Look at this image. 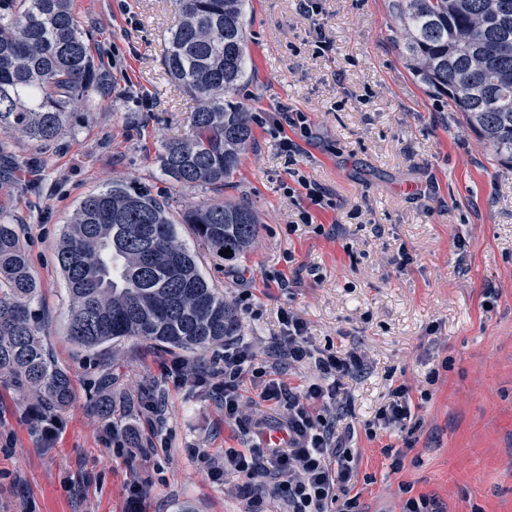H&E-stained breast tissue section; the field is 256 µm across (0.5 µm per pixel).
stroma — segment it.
I'll list each match as a JSON object with an SVG mask.
<instances>
[{"label":"stroma","mask_w":512,"mask_h":512,"mask_svg":"<svg viewBox=\"0 0 512 512\" xmlns=\"http://www.w3.org/2000/svg\"><path fill=\"white\" fill-rule=\"evenodd\" d=\"M309 17L297 0H249L248 77L236 99L251 112L253 139L224 189L261 218L236 267L200 246L190 225L180 239L200 268L236 301L252 288L259 316L241 315V334L263 360L279 335L280 312L309 324L312 342L355 347L367 370L349 385L342 420L358 455L364 512H400L399 486L437 498L445 512H512V167L497 163L445 99L408 69L388 0H321ZM91 34L98 79L93 111L77 108L49 147L0 131V220L17 225L39 280L44 343L70 372L73 404L43 420L25 396L0 384V512H132L126 484L150 486L142 512H245L212 477L225 449L247 442L226 423L212 393L176 384L164 366L181 351L134 340L87 351L68 335L69 299L56 243L80 201L119 182L169 200L173 212L212 198L201 186L169 187L156 154L184 134L190 98L166 74L162 56L178 23L173 0H71ZM332 44L318 53L317 37ZM305 113L316 138L298 164L327 188L333 207L313 226H288L296 205L284 190L288 157L271 134L279 105ZM464 248H457V239ZM406 249L410 261L399 265ZM314 265L287 289L267 274ZM113 361L112 416L92 412L98 378ZM164 397L166 431L142 415V387ZM429 391L412 436L366 434L392 387ZM137 436L138 447L128 439ZM413 448L402 471L385 445ZM209 453L198 458L196 449Z\"/></svg>","instance_id":"obj_1"}]
</instances>
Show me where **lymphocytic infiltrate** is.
I'll list each match as a JSON object with an SVG mask.
<instances>
[{
	"instance_id": "1",
	"label": "lymphocytic infiltrate",
	"mask_w": 512,
	"mask_h": 512,
	"mask_svg": "<svg viewBox=\"0 0 512 512\" xmlns=\"http://www.w3.org/2000/svg\"><path fill=\"white\" fill-rule=\"evenodd\" d=\"M274 134L292 159L312 139L303 113L285 107L274 120ZM280 321L283 330L275 345L279 360L310 366L311 379L287 382L277 363L259 364L251 346L238 336L225 341L209 370L195 376L175 359L164 373L178 382L192 378L211 385L230 422H241L246 408L256 402L277 410L276 419L252 432L248 447L225 449L211 469L214 475L235 478L234 489L247 512H262L268 497L283 502L288 512H363L357 459L336 424L349 402L348 381L366 370L368 357L355 348L313 347L307 322L292 311H281ZM247 378L255 387L251 396L241 389Z\"/></svg>"
}]
</instances>
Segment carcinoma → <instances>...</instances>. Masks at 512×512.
<instances>
[{
    "label": "carcinoma",
    "instance_id": "obj_1",
    "mask_svg": "<svg viewBox=\"0 0 512 512\" xmlns=\"http://www.w3.org/2000/svg\"><path fill=\"white\" fill-rule=\"evenodd\" d=\"M180 19L163 54L194 100L188 130L162 144L168 180L224 189L251 145V114L235 100L247 76L246 0H175ZM409 70L462 115L497 162L512 166V0H391ZM97 77L70 0H0V130L42 144L70 120ZM237 260L259 231L247 203L202 201L175 219L166 199L115 184L86 196L57 248L70 299L69 336L96 350L136 339L201 353L240 331L234 307L200 272L176 224ZM40 285L14 224L0 222V382L57 415L73 380L43 343Z\"/></svg>",
    "mask_w": 512,
    "mask_h": 512
}]
</instances>
